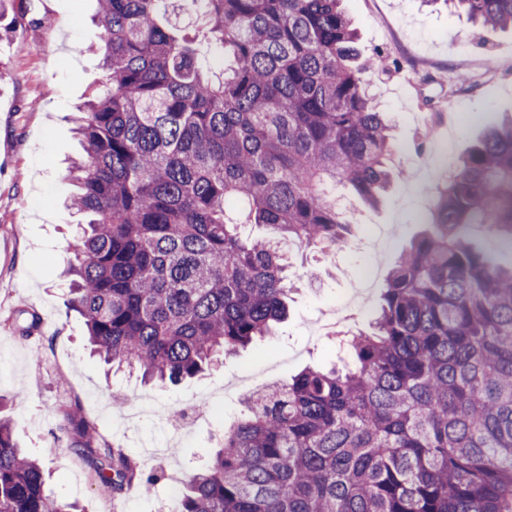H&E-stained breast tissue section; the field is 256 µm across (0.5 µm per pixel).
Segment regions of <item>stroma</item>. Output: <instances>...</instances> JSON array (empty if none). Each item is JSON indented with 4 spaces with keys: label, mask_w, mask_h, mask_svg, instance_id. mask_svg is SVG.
<instances>
[{
    "label": "stroma",
    "mask_w": 512,
    "mask_h": 512,
    "mask_svg": "<svg viewBox=\"0 0 512 512\" xmlns=\"http://www.w3.org/2000/svg\"><path fill=\"white\" fill-rule=\"evenodd\" d=\"M342 6L358 31L359 55L382 54L389 62L367 90L404 146L393 156L394 188L375 206L350 188L337 189L354 224L353 244L291 250L296 288L274 336L254 340L217 369L166 385L143 384L93 357L85 324L67 305L63 269L76 217L66 205L74 191L66 167L80 151L73 117L103 78L95 2L22 0L26 20L19 26L0 15V160L12 164L0 177V399L15 442L43 467L50 496L78 502L82 512H164L167 497L183 491L225 428L242 417L243 380L265 388L304 367L346 360L343 343L368 329L397 257L429 230L421 222L426 206L414 202L417 189L432 190L450 173L438 167L415 182L419 153L446 143L459 158L488 127L512 116V30L474 28L465 16L424 0ZM457 73L469 83L454 85ZM368 269L377 280L362 310L334 311ZM30 311L42 326L24 340ZM74 398L103 441L129 449L145 473H159L151 493L101 494L60 412ZM194 407L208 416L190 424L169 418Z\"/></svg>",
    "instance_id": "1"
}]
</instances>
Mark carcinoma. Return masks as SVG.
<instances>
[{"instance_id": "obj_1", "label": "carcinoma", "mask_w": 512, "mask_h": 512, "mask_svg": "<svg viewBox=\"0 0 512 512\" xmlns=\"http://www.w3.org/2000/svg\"><path fill=\"white\" fill-rule=\"evenodd\" d=\"M512 29V0H443ZM104 82L76 119L68 175L86 217L71 307L104 363L176 383L272 334L286 246L345 244L336 186L377 205L390 125L372 106L340 0H97ZM428 223L387 279L351 362L253 394L174 512H512V119L436 186ZM269 225L280 239L245 233ZM78 452L114 491L160 480L76 420ZM0 512H77L0 419ZM466 234L473 239L477 248L489 253L496 261L508 265L512 263V249L503 246L496 235L486 227L481 229H468Z\"/></svg>"}]
</instances>
